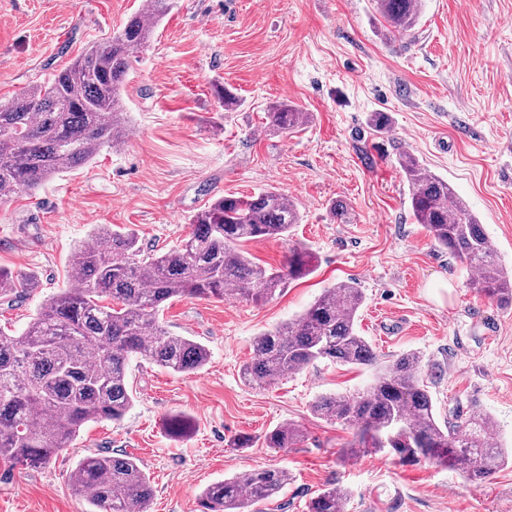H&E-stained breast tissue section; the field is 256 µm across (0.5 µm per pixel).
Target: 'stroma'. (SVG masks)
<instances>
[{"label":"stroma","mask_w":512,"mask_h":512,"mask_svg":"<svg viewBox=\"0 0 512 512\" xmlns=\"http://www.w3.org/2000/svg\"><path fill=\"white\" fill-rule=\"evenodd\" d=\"M142 0H0V102L43 84L91 44L112 36ZM239 99L225 111L216 90ZM290 101L308 122L269 123ZM131 134L90 163L0 204V267L29 277L0 329L23 331L72 283L75 249L102 225L134 231L143 254L178 246L189 219L227 194H287L301 221L289 239L246 244L251 259L282 268L295 244L315 272L256 303L177 298L158 314L169 332L210 351L194 374L131 357L133 405L118 422L85 425L38 469L0 463V512H90L69 476L93 453L136 458L149 476L150 512H202L203 490L233 475L282 468L290 480L267 512H307L328 487L348 512H512V464L474 483L431 462L356 446L354 427L314 414L316 398L358 393L377 369L419 352L439 418L489 415L512 442V308L470 288L467 263L440 249L410 209L398 164L417 157L447 179L512 270V0H425L415 30L384 38L372 0H173L123 90ZM390 123L378 132L371 114ZM346 222L333 218L335 202ZM340 281L364 295L358 330L372 366L327 360L264 389L241 367L253 340L301 314ZM186 435L170 431L175 415ZM300 426L297 447H267L276 426ZM249 447H236L239 437Z\"/></svg>","instance_id":"35a3bbf8"}]
</instances>
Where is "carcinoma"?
Segmentation results:
<instances>
[{
	"label": "carcinoma",
	"instance_id": "obj_1",
	"mask_svg": "<svg viewBox=\"0 0 512 512\" xmlns=\"http://www.w3.org/2000/svg\"><path fill=\"white\" fill-rule=\"evenodd\" d=\"M170 0H146L113 36L93 45L43 85L0 104V203L31 192L59 173L88 163L104 146L121 143L128 130L122 86L137 54L149 42ZM381 27L408 34L419 24L423 0H373ZM273 125L293 130L309 115L286 101L268 109ZM415 222L435 244L458 257L476 276L470 286L507 309L512 275L498 263L484 226L444 178L409 153L399 156ZM299 223L296 205L276 189L224 196L190 219L181 244L160 256H140L134 233L100 226L93 242L73 254L70 287L46 300L20 335L0 331V459L13 466L43 467L99 420L120 421L132 407L126 366L130 357L175 373L192 374L209 359L208 348L163 328L156 314L174 298H222L237 294L254 302L288 282L313 273L317 258L305 246L290 248L286 264L270 271L240 246L259 238L288 236ZM28 280L0 269V300L12 302ZM108 298L115 306L102 304ZM362 291L345 281L325 289L301 314L260 333L255 358L242 375L265 389L280 378L326 359L372 365L376 355L356 323ZM322 418L359 429V444L387 450L399 461L432 460L483 480L512 459L489 434L485 417L458 412L442 421L422 378L416 352L401 354L361 393L319 398ZM296 425H282L265 438L270 448H295ZM288 484V472L250 470L209 485L207 512H262ZM74 491L96 512H149V477L127 456L97 453L71 473ZM346 495L326 488L310 499L308 512H345Z\"/></svg>",
	"mask_w": 512,
	"mask_h": 512
}]
</instances>
